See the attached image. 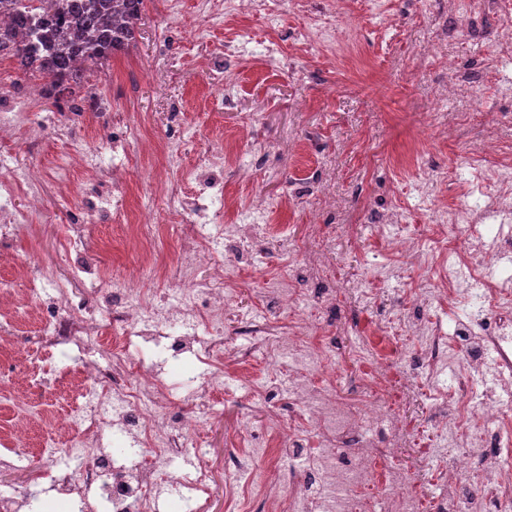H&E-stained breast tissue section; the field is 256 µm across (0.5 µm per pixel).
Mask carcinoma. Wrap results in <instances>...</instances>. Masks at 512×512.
<instances>
[{"label": "carcinoma", "instance_id": "carcinoma-1", "mask_svg": "<svg viewBox=\"0 0 512 512\" xmlns=\"http://www.w3.org/2000/svg\"><path fill=\"white\" fill-rule=\"evenodd\" d=\"M147 0H0V41L20 59L19 78L44 82L54 102L75 94L82 66L127 49Z\"/></svg>", "mask_w": 512, "mask_h": 512}]
</instances>
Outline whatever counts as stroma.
<instances>
[{
    "mask_svg": "<svg viewBox=\"0 0 512 512\" xmlns=\"http://www.w3.org/2000/svg\"><path fill=\"white\" fill-rule=\"evenodd\" d=\"M498 2L475 0L468 37L455 32L448 0H304L272 18L249 14L213 20L199 41L183 33L186 24L199 19L197 0H182L174 16L150 4L128 52L94 67L89 78L109 111L147 115L157 137H164L172 116H179L186 131L182 169L193 168L206 150L223 149L224 183L238 203L257 194L273 202L264 264H282L283 242L306 246L311 225H321V260L342 290L325 329L343 339L336 390L344 398L363 396L354 382L353 356L370 318L400 315L410 303L411 287L428 275L414 268L406 271L405 284H381L378 271L389 257L375 252L370 211L394 210L402 224H426L420 178L447 167L448 180L438 185L435 201L455 205L469 152L489 137L512 142V96L506 93L512 63L498 53ZM316 24L335 30V41L317 34L300 41V33ZM231 44L239 55L227 56ZM204 61L224 72L228 105L217 104L201 81L198 66ZM38 111L62 114L64 122L79 128L80 139L47 135L38 155L23 141L13 144L15 165L42 170L47 205L36 221V237L14 243L12 251L33 252L42 265L63 274L67 266L59 243L69 214L54 202L55 164L74 145L95 146L102 118L86 107L73 111L66 100H41ZM248 126L271 146L261 160L253 159L242 137ZM113 160L126 166L131 185L112 199L126 222L99 229L102 262L110 275L122 273L133 260L130 220L146 212L164 223L165 200L150 195L147 176L169 164L162 152L142 155L133 145L115 149ZM363 274L378 291L375 302H366L351 286ZM128 353L178 387L205 370L193 353L174 354L166 342L157 346L134 337ZM0 374L12 377L27 395L32 424L27 448L38 454L45 435L63 432L61 409L77 396L58 380L37 386L35 365L16 363L9 355L0 356ZM215 405L221 417L206 453L219 477L229 453L227 434L261 427L264 414L232 375L225 376Z\"/></svg>",
    "mask_w": 512,
    "mask_h": 512,
    "instance_id": "1",
    "label": "stroma"
}]
</instances>
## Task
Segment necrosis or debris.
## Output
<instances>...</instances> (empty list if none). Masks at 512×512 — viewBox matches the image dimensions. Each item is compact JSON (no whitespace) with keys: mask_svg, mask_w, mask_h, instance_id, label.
Masks as SVG:
<instances>
[{"mask_svg":"<svg viewBox=\"0 0 512 512\" xmlns=\"http://www.w3.org/2000/svg\"><path fill=\"white\" fill-rule=\"evenodd\" d=\"M17 100L19 108L0 113V244L32 237L34 215L43 201L32 189L34 170L11 173L8 148L17 131L25 133L32 154L43 149L44 135L53 126L42 122L20 129L23 110L36 95L15 99L11 86L0 87V101ZM59 135L72 136L69 125L55 126ZM139 146H162L168 157L182 150V140L168 136L155 141L144 120L130 112H109L102 125L101 143L94 151L75 150L67 168L84 171L90 180L122 192L128 177L124 168L105 163L104 151L117 139ZM479 156L490 163L483 183L466 180L462 200L452 207L430 206L426 227L409 230L399 224L378 225V236L393 256V278L405 267L430 266V281L413 292L408 315L371 321L355 356L359 386L366 403L341 399L336 392L337 352L334 336L316 320L274 315V308L305 305L312 310L334 309L336 288H316L323 268L309 254L289 251L287 262L269 272L264 301L255 311L240 314L242 334L250 346H231L224 338V316L231 312L241 283L216 256L232 250L251 256L271 210L268 201L254 197L238 223H224L232 198L224 189V155L204 154L194 170L176 174L157 170L151 179L168 203L172 228L180 244L176 266L160 273L151 260H141L123 275L109 279L101 270L102 256L95 236L108 205L76 207L67 224L64 246L76 269L52 301L31 295L40 313V331L29 349L19 350L12 322H0V351H22L25 359L48 358L54 350L75 345L105 352L107 365L77 369L80 400L68 415L75 437L68 444L49 443L39 463H29L20 441L28 434L27 418H19L0 439V470L25 467L27 483L56 491L60 503L77 504L79 512H97L109 498L112 512H160L162 487L190 490L195 512H207L212 471L200 456L218 412L210 403L225 374L247 384L268 413L261 441L234 435L232 458L224 470L225 494L231 512H366L385 500L390 512H512V280L496 268L512 254V160L497 141H487ZM30 194L28 208L16 209L17 192ZM484 204L471 206L474 194ZM462 224L461 241L448 235ZM211 265L217 282L203 294L191 288L197 267ZM440 305L467 316L466 332L476 336L480 352L462 361L448 378L440 369L454 358L461 337L449 334L441 321L422 312ZM207 338H198L199 328ZM181 331L193 352L208 367L195 389L182 396L189 416L172 417L174 400L166 381L152 369L132 368L123 336H146L160 341ZM418 348L416 364L406 363V338ZM450 406L447 421L436 431L409 427L398 408L408 392ZM121 427L132 436L135 456L121 459L105 446V433ZM413 435L419 461L428 465L427 483L412 482L395 462L393 438ZM448 438L456 453L450 466L436 460L434 438ZM295 449L303 468L305 491L287 486L279 462ZM485 449L482 460L472 451ZM269 454L271 463L254 476L252 460ZM174 453L196 455L192 473L170 474L164 469ZM78 459L72 473L54 468L55 457ZM486 474L485 494L460 496L458 477ZM444 489L435 498L430 487Z\"/></svg>","mask_w":512,"mask_h":512,"instance_id":"obj_1","label":"necrosis or debris"}]
</instances>
